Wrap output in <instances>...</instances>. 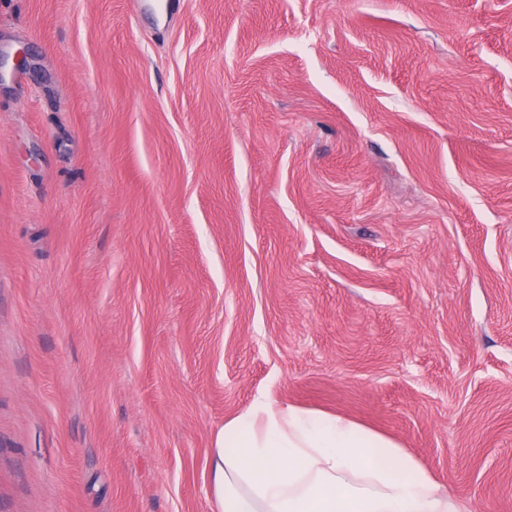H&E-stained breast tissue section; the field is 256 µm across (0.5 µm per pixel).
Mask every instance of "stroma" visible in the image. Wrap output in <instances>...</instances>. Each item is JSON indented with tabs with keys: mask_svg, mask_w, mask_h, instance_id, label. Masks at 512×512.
Instances as JSON below:
<instances>
[{
	"mask_svg": "<svg viewBox=\"0 0 512 512\" xmlns=\"http://www.w3.org/2000/svg\"><path fill=\"white\" fill-rule=\"evenodd\" d=\"M263 395L512 512V0H0V512H213Z\"/></svg>",
	"mask_w": 512,
	"mask_h": 512,
	"instance_id": "1",
	"label": "stroma"
}]
</instances>
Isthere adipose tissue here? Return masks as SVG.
Returning a JSON list of instances; mask_svg holds the SVG:
<instances>
[{"label": "adipose tissue", "instance_id": "1", "mask_svg": "<svg viewBox=\"0 0 512 512\" xmlns=\"http://www.w3.org/2000/svg\"><path fill=\"white\" fill-rule=\"evenodd\" d=\"M212 483L218 512H463L390 439L267 396L218 432Z\"/></svg>", "mask_w": 512, "mask_h": 512}]
</instances>
